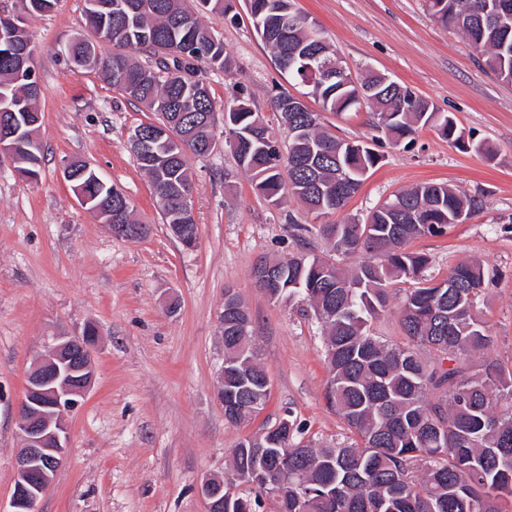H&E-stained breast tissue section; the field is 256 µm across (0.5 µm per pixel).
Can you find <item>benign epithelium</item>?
I'll return each instance as SVG.
<instances>
[{"label":"benign epithelium","mask_w":512,"mask_h":512,"mask_svg":"<svg viewBox=\"0 0 512 512\" xmlns=\"http://www.w3.org/2000/svg\"><path fill=\"white\" fill-rule=\"evenodd\" d=\"M77 337L60 336L27 373L25 396L19 406L22 446L16 459L11 512H37L47 487L66 458L68 422L93 383L91 360L73 355ZM234 480L227 471L208 474L199 491L207 512H224V486Z\"/></svg>","instance_id":"1"}]
</instances>
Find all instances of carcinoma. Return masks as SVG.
Instances as JSON below:
<instances>
[{
    "label": "carcinoma",
    "instance_id": "cac0c4a2",
    "mask_svg": "<svg viewBox=\"0 0 512 512\" xmlns=\"http://www.w3.org/2000/svg\"><path fill=\"white\" fill-rule=\"evenodd\" d=\"M87 0L94 39L77 37L68 58L89 63L126 100L157 116L142 123L161 133L154 154L134 153L157 199L163 223L174 224L180 199L195 182L189 156L211 154L217 120L237 135L224 136L253 189L279 206L292 196L316 217L342 209L383 155L368 144L336 137L305 104L284 107L287 90L273 98L288 137L287 152L245 99L217 111L207 73L232 67L224 40L186 0ZM252 23L280 72L305 85L326 112L370 104L372 128L399 146L430 127L448 143L490 157L486 141L465 137L451 112L380 73L359 80L350 70L336 77L342 60L322 27L308 15L288 12L291 0H251ZM57 0H26L31 18L52 11ZM428 15L460 32L481 54V67L512 81V0H424ZM13 43L0 39V120L18 131L13 159L29 179L43 159L41 123L30 86L19 74L15 46L31 44L25 20ZM146 55L145 62L134 57ZM74 181L112 223L122 191L95 168L73 162ZM481 200L438 183L403 189L367 218L343 224L295 225L322 237L332 262L307 253L262 260L277 276L280 301L295 303L323 327L330 369L325 397L350 436L341 442L304 438L292 415L259 443L239 441L228 470L239 476L236 493L224 490V512H264L267 498L280 512H512V365L488 355L489 328L481 318L488 273L478 261L456 264L448 276L426 275L429 257L409 243L435 235L470 216ZM365 254L376 261L342 262ZM403 283L399 320L407 344H390L372 332L386 311L392 287ZM224 398L228 421L251 420L267 404L266 372L255 347L251 320L237 293L224 290Z\"/></svg>",
    "mask_w": 512,
    "mask_h": 512
}]
</instances>
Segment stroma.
<instances>
[{
	"instance_id": "35a3bbf8",
	"label": "stroma",
	"mask_w": 512,
	"mask_h": 512,
	"mask_svg": "<svg viewBox=\"0 0 512 512\" xmlns=\"http://www.w3.org/2000/svg\"><path fill=\"white\" fill-rule=\"evenodd\" d=\"M223 13H204L232 61L208 73L217 103L244 96L278 140H285L271 101L280 90L303 94L274 63L254 32L246 0H224ZM323 28L353 74H387L455 115L494 158L448 144L431 128L414 149L381 146L383 161L345 207L338 224L365 220L399 190L447 183L479 196L466 223L414 239L411 250L431 259L429 273L446 278L462 260L489 272L483 319L492 357L512 363V83L484 72L479 52L435 23L422 0H296ZM86 0H58L31 19L46 158L36 179L19 177L0 155V512H9L15 456L21 444L18 403L27 371L57 336L96 325L94 381L69 421L67 459L39 503V512H205L197 492L203 475L228 467L235 445L285 411L308 436L331 441L347 430L325 399L328 369L321 328L295 305L275 303L255 288L260 257L306 251L331 259L326 243L300 237L314 223L295 199L271 206L252 188L231 150L194 157V218L199 236L185 248L161 220L129 135L153 115L130 104L102 75L72 69L65 49L87 34ZM91 163L130 200L150 234L131 241L111 235L78 204L63 169ZM236 291L252 320L271 395L250 421L224 418L217 377L224 363L219 316L225 289Z\"/></svg>"
}]
</instances>
